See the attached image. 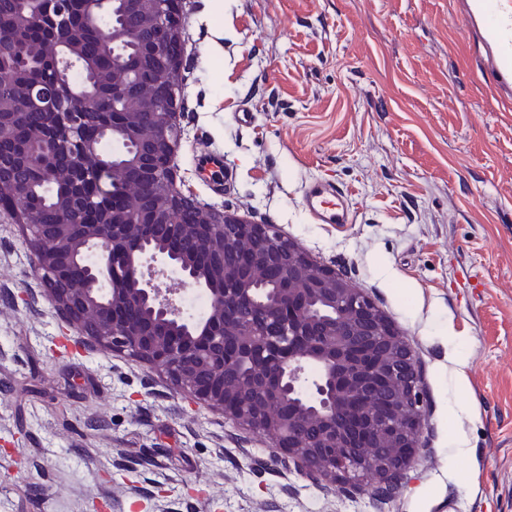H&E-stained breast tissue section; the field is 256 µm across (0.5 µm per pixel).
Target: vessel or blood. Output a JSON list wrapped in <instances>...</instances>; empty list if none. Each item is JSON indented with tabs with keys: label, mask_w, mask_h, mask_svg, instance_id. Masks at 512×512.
<instances>
[{
	"label": "vessel or blood",
	"mask_w": 512,
	"mask_h": 512,
	"mask_svg": "<svg viewBox=\"0 0 512 512\" xmlns=\"http://www.w3.org/2000/svg\"><path fill=\"white\" fill-rule=\"evenodd\" d=\"M462 35L475 38L484 76L495 96L512 102V0H459ZM303 208L321 224H346L350 211L344 191L317 180L309 184Z\"/></svg>",
	"instance_id": "1"
}]
</instances>
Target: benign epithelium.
I'll return each mask as SVG.
<instances>
[{"label": "benign epithelium", "instance_id": "1", "mask_svg": "<svg viewBox=\"0 0 512 512\" xmlns=\"http://www.w3.org/2000/svg\"><path fill=\"white\" fill-rule=\"evenodd\" d=\"M116 3L128 22L99 39L123 103L119 120L86 135L111 107L90 97L93 69L66 100L51 84L20 81L13 106L0 108V208L25 215L48 300L91 346L160 368L192 399L267 436L312 482L394 491L424 419L410 344L361 289L298 244L203 209L177 186L181 0H52L44 52L61 71L86 68L71 15L79 10L95 27ZM23 4L0 28L8 41L40 22L44 0ZM129 40L132 69L116 55ZM30 105L42 108L41 122L29 123ZM104 140L118 149L102 151ZM89 179L121 188L120 201L97 206L83 190ZM37 186L53 191L50 224L38 221ZM170 272L207 293L204 315L182 313L163 286Z\"/></svg>", "mask_w": 512, "mask_h": 512}]
</instances>
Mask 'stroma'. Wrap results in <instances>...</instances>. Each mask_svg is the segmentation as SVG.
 <instances>
[{
  "instance_id": "stroma-1",
  "label": "stroma",
  "mask_w": 512,
  "mask_h": 512,
  "mask_svg": "<svg viewBox=\"0 0 512 512\" xmlns=\"http://www.w3.org/2000/svg\"><path fill=\"white\" fill-rule=\"evenodd\" d=\"M183 14L178 186L371 297L417 357L422 447L392 497L349 494L146 363L57 357L72 330L0 214V512H512V104L455 0H184ZM316 179L348 193L350 223L303 210Z\"/></svg>"
}]
</instances>
